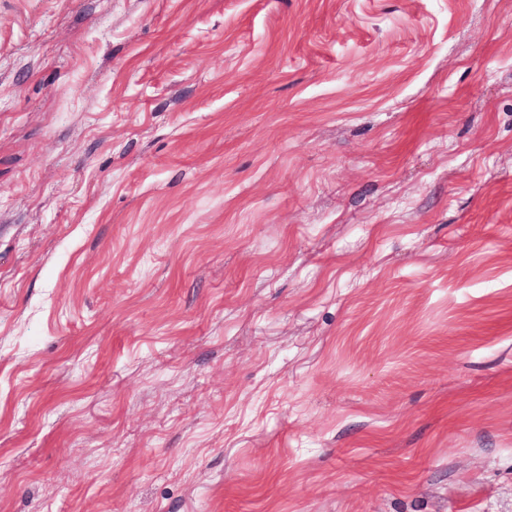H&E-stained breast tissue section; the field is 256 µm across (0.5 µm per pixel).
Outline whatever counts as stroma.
I'll list each match as a JSON object with an SVG mask.
<instances>
[{
    "mask_svg": "<svg viewBox=\"0 0 512 512\" xmlns=\"http://www.w3.org/2000/svg\"><path fill=\"white\" fill-rule=\"evenodd\" d=\"M0 512H512V0H0Z\"/></svg>",
    "mask_w": 512,
    "mask_h": 512,
    "instance_id": "1",
    "label": "stroma"
}]
</instances>
